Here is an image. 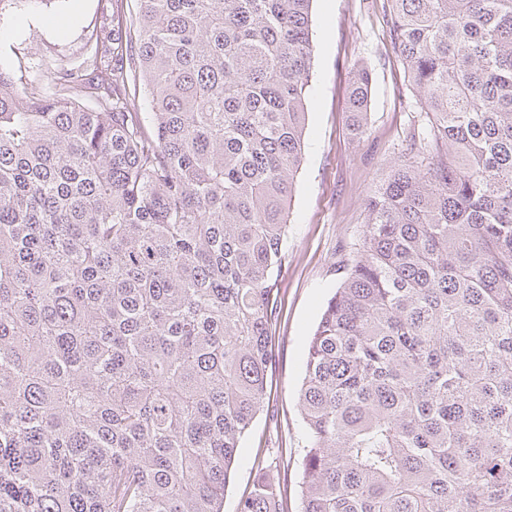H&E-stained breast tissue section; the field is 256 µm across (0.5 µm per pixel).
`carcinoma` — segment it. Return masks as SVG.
<instances>
[{"instance_id":"cac0c4a2","label":"carcinoma","mask_w":512,"mask_h":512,"mask_svg":"<svg viewBox=\"0 0 512 512\" xmlns=\"http://www.w3.org/2000/svg\"><path fill=\"white\" fill-rule=\"evenodd\" d=\"M138 2L0 69V512H221L276 365L313 0ZM386 2L425 122L307 342L301 512H512V0Z\"/></svg>"}]
</instances>
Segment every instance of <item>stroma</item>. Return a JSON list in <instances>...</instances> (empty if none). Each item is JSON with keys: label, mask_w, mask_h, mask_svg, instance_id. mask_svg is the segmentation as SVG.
Wrapping results in <instances>:
<instances>
[{"label": "stroma", "mask_w": 512, "mask_h": 512, "mask_svg": "<svg viewBox=\"0 0 512 512\" xmlns=\"http://www.w3.org/2000/svg\"><path fill=\"white\" fill-rule=\"evenodd\" d=\"M384 0H314L311 103L305 156L290 210L278 277L277 364L270 401L244 437L241 462L224 491L222 512H236L262 467L277 463L288 512H300L304 426L297 390L306 340L340 280L334 264L367 221L366 196L384 180L419 114L386 23ZM110 0H17L0 17V67L22 83L50 88L48 62L82 55L90 35L111 27ZM371 73L367 132L348 131L346 101L359 67Z\"/></svg>", "instance_id": "stroma-1"}]
</instances>
